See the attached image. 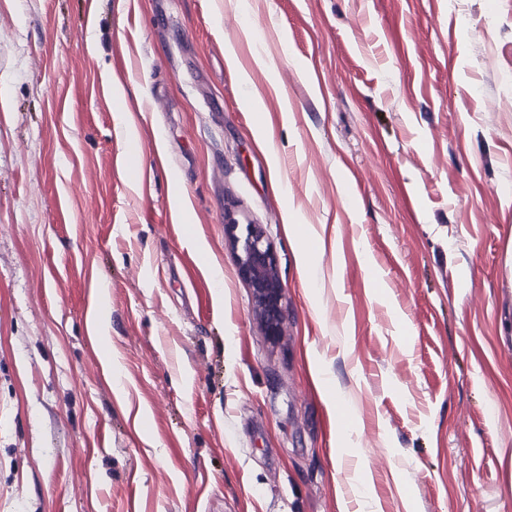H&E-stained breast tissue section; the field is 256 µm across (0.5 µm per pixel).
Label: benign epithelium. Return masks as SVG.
I'll return each mask as SVG.
<instances>
[{
  "label": "benign epithelium",
  "instance_id": "7a95c632",
  "mask_svg": "<svg viewBox=\"0 0 512 512\" xmlns=\"http://www.w3.org/2000/svg\"><path fill=\"white\" fill-rule=\"evenodd\" d=\"M225 229L235 241L239 274L252 289L264 329L267 335L277 336L282 326L284 291L269 244L255 226L249 225L245 234L237 235L238 224L228 214Z\"/></svg>",
  "mask_w": 512,
  "mask_h": 512
}]
</instances>
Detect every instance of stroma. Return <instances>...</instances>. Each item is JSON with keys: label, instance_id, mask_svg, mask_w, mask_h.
I'll return each instance as SVG.
<instances>
[{"label": "stroma", "instance_id": "1", "mask_svg": "<svg viewBox=\"0 0 512 512\" xmlns=\"http://www.w3.org/2000/svg\"><path fill=\"white\" fill-rule=\"evenodd\" d=\"M0 512H512V0H0ZM225 221L238 250L239 274L252 289L264 329L268 336H279L284 291L269 244L257 227L248 225L245 234L238 236L237 222L229 214H225Z\"/></svg>", "mask_w": 512, "mask_h": 512}]
</instances>
